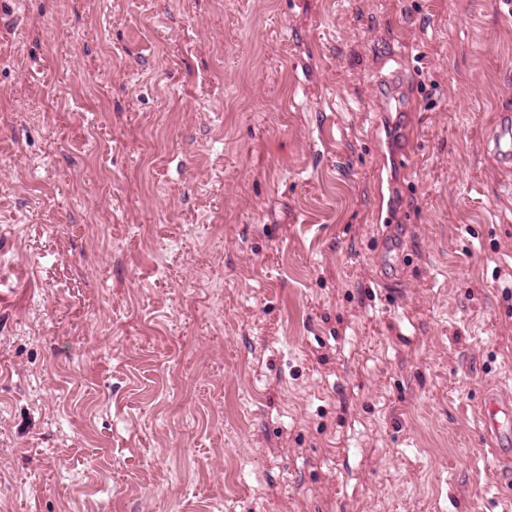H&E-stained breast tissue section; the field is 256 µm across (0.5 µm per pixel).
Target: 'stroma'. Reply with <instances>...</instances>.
Returning a JSON list of instances; mask_svg holds the SVG:
<instances>
[{
  "instance_id": "obj_1",
  "label": "stroma",
  "mask_w": 512,
  "mask_h": 512,
  "mask_svg": "<svg viewBox=\"0 0 512 512\" xmlns=\"http://www.w3.org/2000/svg\"><path fill=\"white\" fill-rule=\"evenodd\" d=\"M503 108L512 0H0V512H512ZM512 111L501 110L493 119L492 148L489 149L510 172L512 167ZM480 412L492 446L499 442L512 443V401L495 392H486L481 401Z\"/></svg>"
}]
</instances>
